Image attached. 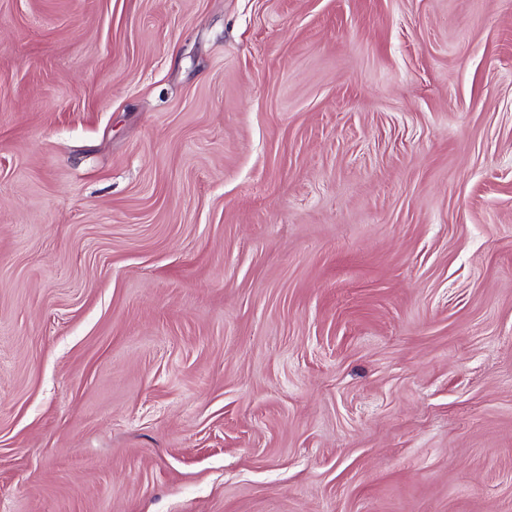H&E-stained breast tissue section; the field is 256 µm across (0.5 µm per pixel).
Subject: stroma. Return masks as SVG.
<instances>
[{"instance_id":"stroma-1","label":"stroma","mask_w":512,"mask_h":512,"mask_svg":"<svg viewBox=\"0 0 512 512\" xmlns=\"http://www.w3.org/2000/svg\"><path fill=\"white\" fill-rule=\"evenodd\" d=\"M0 512H512V0H0Z\"/></svg>"}]
</instances>
